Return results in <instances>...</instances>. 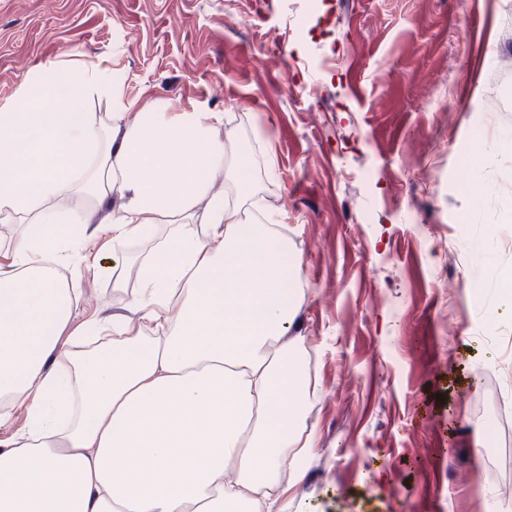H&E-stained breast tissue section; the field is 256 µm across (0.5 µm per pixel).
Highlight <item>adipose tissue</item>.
<instances>
[{
	"label": "adipose tissue",
	"instance_id": "obj_1",
	"mask_svg": "<svg viewBox=\"0 0 512 512\" xmlns=\"http://www.w3.org/2000/svg\"><path fill=\"white\" fill-rule=\"evenodd\" d=\"M105 101L107 113L89 111ZM152 124H145L146 112ZM224 118L125 98L100 61L29 69L0 112V507L22 512H286L311 446L310 392L283 344L304 295L254 190L224 166ZM136 320L72 324L73 258L109 277L146 229Z\"/></svg>",
	"mask_w": 512,
	"mask_h": 512
}]
</instances>
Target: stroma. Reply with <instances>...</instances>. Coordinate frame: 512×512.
Instances as JSON below:
<instances>
[{"label":"stroma","instance_id":"1","mask_svg":"<svg viewBox=\"0 0 512 512\" xmlns=\"http://www.w3.org/2000/svg\"><path fill=\"white\" fill-rule=\"evenodd\" d=\"M115 59L127 99L220 112L288 229L317 358L313 512H478L512 480V0H0V108L31 67ZM76 269L73 319L133 317Z\"/></svg>","mask_w":512,"mask_h":512}]
</instances>
